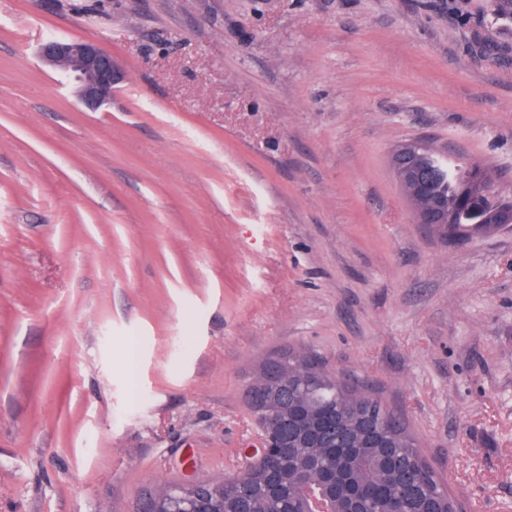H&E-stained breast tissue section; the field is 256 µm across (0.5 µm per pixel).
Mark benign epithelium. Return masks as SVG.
Instances as JSON below:
<instances>
[{
	"label": "benign epithelium",
	"instance_id": "1",
	"mask_svg": "<svg viewBox=\"0 0 512 512\" xmlns=\"http://www.w3.org/2000/svg\"><path fill=\"white\" fill-rule=\"evenodd\" d=\"M39 60L63 72L64 78L75 82V93L80 103L91 111L108 105L116 86L121 82V72L112 57L97 43L88 40L47 39L37 49ZM422 155V146L409 144L395 153V161L404 182L413 197L421 200L427 191L416 171V159ZM460 210L451 215L448 210L423 208L417 214V223L428 227L448 224L460 228V237L486 229H505L512 226V199L502 201L496 210L488 209L485 195L472 188L461 192ZM266 376L265 388L256 391L248 388L250 398L261 395L271 404L277 397L288 393V361H273L262 369ZM336 433V416L311 419L306 413H282L278 424L261 429L262 445L259 458H264L273 448H299L307 440L314 442V434ZM211 485L197 482L176 487L182 509H166L160 502L147 499L142 512H222L212 504Z\"/></svg>",
	"mask_w": 512,
	"mask_h": 512
}]
</instances>
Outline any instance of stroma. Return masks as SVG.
<instances>
[{"mask_svg": "<svg viewBox=\"0 0 512 512\" xmlns=\"http://www.w3.org/2000/svg\"><path fill=\"white\" fill-rule=\"evenodd\" d=\"M53 37L112 54L110 104ZM412 141L512 194L499 0H0V512L237 475L286 352L401 414L458 512H512V231L416 223ZM37 57L61 70L66 80H74L78 100L91 111L108 105L122 80L112 54L92 41L47 39L38 47ZM421 150L422 146L420 144H409L399 149L394 155L396 164L401 173L395 170L401 185L402 175L411 194L417 200L425 199L427 194L426 188L421 183L416 171V159L423 154Z\"/></svg>", "mask_w": 512, "mask_h": 512, "instance_id": "stroma-1", "label": "stroma"}]
</instances>
